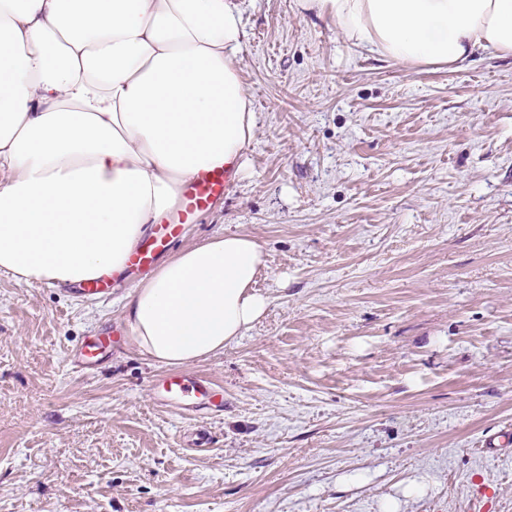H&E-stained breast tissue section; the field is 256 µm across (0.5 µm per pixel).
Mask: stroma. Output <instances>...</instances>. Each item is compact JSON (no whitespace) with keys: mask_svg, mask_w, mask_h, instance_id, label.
<instances>
[{"mask_svg":"<svg viewBox=\"0 0 512 512\" xmlns=\"http://www.w3.org/2000/svg\"><path fill=\"white\" fill-rule=\"evenodd\" d=\"M256 117L232 191L176 248L260 245L264 316L185 367L224 409L153 401L105 298L0 273V512H512V57L406 68L298 0H239ZM425 482L420 495L409 485ZM112 336H96L86 340L77 350V364L83 367L98 362L112 348Z\"/></svg>","mask_w":512,"mask_h":512,"instance_id":"1","label":"stroma"}]
</instances>
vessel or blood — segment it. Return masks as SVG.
<instances>
[{"label": "vessel or blood", "mask_w": 512, "mask_h": 512, "mask_svg": "<svg viewBox=\"0 0 512 512\" xmlns=\"http://www.w3.org/2000/svg\"><path fill=\"white\" fill-rule=\"evenodd\" d=\"M233 187L229 169L214 168L200 172L184 189L179 206L163 223L156 225L150 244L132 254L130 265L147 269L154 265L177 240L182 225L194 223L214 201ZM113 339L97 336L86 340L77 350V363L86 367L102 359ZM153 398L161 406L193 409L200 406H223L224 393L206 378H190L178 372L161 373L153 386Z\"/></svg>", "instance_id": "b4317fda"}]
</instances>
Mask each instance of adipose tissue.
I'll return each instance as SVG.
<instances>
[{"mask_svg": "<svg viewBox=\"0 0 512 512\" xmlns=\"http://www.w3.org/2000/svg\"><path fill=\"white\" fill-rule=\"evenodd\" d=\"M405 67L512 56V0H300ZM238 0H0V272L73 286L122 270L201 171L243 167L256 121ZM259 243L224 234L140 281L123 319L186 366L268 306Z\"/></svg>", "mask_w": 512, "mask_h": 512, "instance_id": "1", "label": "adipose tissue"}]
</instances>
